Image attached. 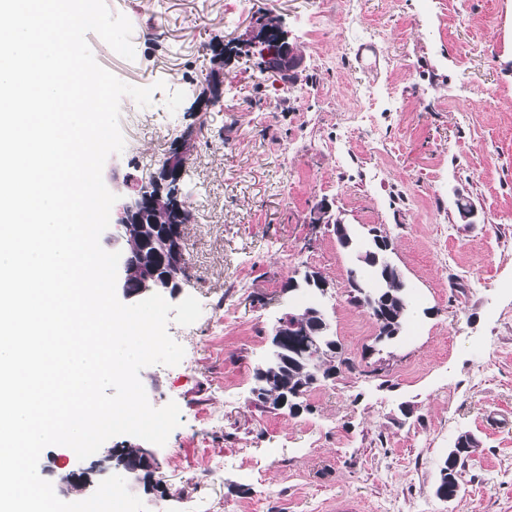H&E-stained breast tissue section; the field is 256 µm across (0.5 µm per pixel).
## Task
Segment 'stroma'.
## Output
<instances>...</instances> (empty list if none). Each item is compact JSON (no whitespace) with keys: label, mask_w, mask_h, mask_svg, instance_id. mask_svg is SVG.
Listing matches in <instances>:
<instances>
[{"label":"stroma","mask_w":512,"mask_h":512,"mask_svg":"<svg viewBox=\"0 0 512 512\" xmlns=\"http://www.w3.org/2000/svg\"><path fill=\"white\" fill-rule=\"evenodd\" d=\"M106 0L133 26L134 60L98 35L100 65L155 86L120 102V175L148 180L185 128L202 131L182 190L188 274L169 322L185 355L142 369L153 407L181 424L155 447L148 512H512V0ZM279 26L302 59L285 77L248 42ZM164 89H157V82ZM111 167L103 180L111 182ZM475 209L463 219L457 198ZM358 246L386 231L412 317L376 340L351 303L356 249L314 223L317 205ZM331 285L287 292L298 270ZM321 302L351 368L298 415L258 408L254 372L287 310ZM479 448L453 500L436 493L457 437ZM224 461L212 471L204 458Z\"/></svg>","instance_id":"35a3bbf8"}]
</instances>
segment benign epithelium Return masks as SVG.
Returning a JSON list of instances; mask_svg holds the SVG:
<instances>
[{
  "label": "benign epithelium",
  "mask_w": 512,
  "mask_h": 512,
  "mask_svg": "<svg viewBox=\"0 0 512 512\" xmlns=\"http://www.w3.org/2000/svg\"><path fill=\"white\" fill-rule=\"evenodd\" d=\"M261 42L264 45H271V48L264 50L267 68L288 73L299 67L300 58L276 29L271 27L264 31ZM191 141L192 136L189 134L178 140L149 181H141L137 184L125 183L126 192L122 195L115 210V224L120 226L122 233L112 235V246L119 247L121 252L117 289L128 301L135 300L142 294L141 289L131 287L130 268L133 260L125 245L126 238L139 225L153 223V216L158 212L169 214L170 223L158 225V234L152 238L151 245L163 257L185 259L184 230L183 224H181L183 210L180 199L184 198L181 188L185 174L184 156ZM184 271L185 266L181 263L177 265V271L170 274L164 272L161 266L149 265L140 268L139 278L146 282H154L156 290L174 296L180 288V280L184 277ZM314 286L320 293L325 294L329 283L313 271H305L288 279V291L290 292ZM290 336L298 337L299 355L315 356L314 347L308 339L309 329L302 326L293 313L288 311L283 313L273 329L271 350L279 348ZM138 457L141 459V463L132 465L126 470L128 480L135 486L146 482L147 472L158 469V460L151 450L138 449ZM110 459H112V453L107 452L104 458L88 466L70 470L66 479L69 489L78 492L95 490L100 482V477L112 471V467L108 465Z\"/></svg>",
  "instance_id": "7a95c632"
}]
</instances>
